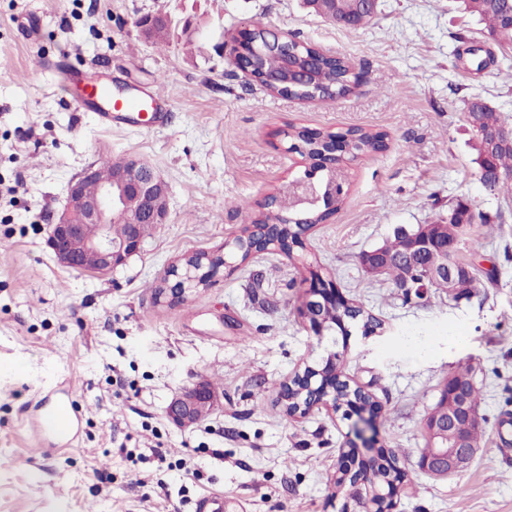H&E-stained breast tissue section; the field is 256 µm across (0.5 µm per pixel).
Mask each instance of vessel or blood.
<instances>
[{
  "mask_svg": "<svg viewBox=\"0 0 512 512\" xmlns=\"http://www.w3.org/2000/svg\"><path fill=\"white\" fill-rule=\"evenodd\" d=\"M63 81L80 86L79 110L94 113L97 121L104 126H121L133 122L136 114L151 113L154 124L164 122L159 109L160 99L156 94L146 93L137 97L114 91L111 82L90 80L83 65L74 64L63 73ZM79 419L72 405L59 402L47 407L36 422L40 432H51L63 439L75 437Z\"/></svg>",
  "mask_w": 512,
  "mask_h": 512,
  "instance_id": "obj_1",
  "label": "vessel or blood"
}]
</instances>
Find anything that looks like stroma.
I'll list each match as a JSON object with an SVG mask.
<instances>
[{"mask_svg": "<svg viewBox=\"0 0 512 512\" xmlns=\"http://www.w3.org/2000/svg\"><path fill=\"white\" fill-rule=\"evenodd\" d=\"M151 13L173 20L164 44L137 26ZM256 25L347 58L355 87L334 101L270 92L225 55L228 33ZM462 38L486 41L458 0H379L357 29L303 0H0V512H194L213 492L224 512H345L343 466L382 449L406 474L393 512H512V198L480 183L464 114L475 97L512 112V47L480 73L458 60ZM76 60L159 94L165 124L101 127L58 78ZM293 127H362L386 147L347 162L340 208L291 256H250L186 302H157L171 262L239 236V206L307 168ZM102 155L149 161L169 192L146 250L108 275L66 269L47 245L68 182ZM461 199L489 217L457 246L470 295L419 294L362 267L397 227ZM315 273L379 324L366 337L353 327L340 363L378 404L370 448L342 413L291 417L279 400L333 347L300 314ZM460 370L481 390V438L468 468L436 481L416 467L423 426ZM207 380L214 410L174 425L172 397ZM55 400L78 413L72 440L34 428Z\"/></svg>", "mask_w": 512, "mask_h": 512, "instance_id": "35a3bbf8", "label": "stroma"}]
</instances>
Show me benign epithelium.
Masks as SVG:
<instances>
[{
	"instance_id": "7a95c632",
	"label": "benign epithelium",
	"mask_w": 512,
	"mask_h": 512,
	"mask_svg": "<svg viewBox=\"0 0 512 512\" xmlns=\"http://www.w3.org/2000/svg\"><path fill=\"white\" fill-rule=\"evenodd\" d=\"M275 36L276 42L272 43L255 27L232 32L226 41L228 55L238 68L261 83L263 77L256 73L257 59L272 47L281 51L287 66L288 81L277 83L270 80L268 84L271 92L291 98L293 87L312 86L316 82L315 60L303 64L295 52L299 47L309 49L311 45L284 31L275 32ZM508 146H512V136L507 133L494 131L484 137V154L487 156L500 147ZM343 150H348L347 141L338 138L324 152L319 169L326 171V180H317V172L308 169L304 176L288 184V197L282 198L276 194L268 196L264 204L269 222H278L283 213L290 210L305 213L335 204L336 197L344 194L346 185L344 169L339 165L340 156L336 155V152ZM132 163L134 167L131 170L117 164L111 174L103 179L97 163L93 161L69 182L66 204L50 224L48 246L58 264L75 271L112 273L144 251L145 225L165 223L168 212L167 184L151 163L141 159H134ZM114 224L126 225L123 236L113 237ZM408 237L410 243L405 254L385 253L380 248L378 254L382 255V259L373 264L367 261L364 268L378 275L392 264L404 266L406 273L405 280L400 283L402 288L410 287L418 277V267L411 260L413 253L425 258L426 276L433 281H452L467 270V267L449 261L448 248L435 247L431 225H420L419 229L409 232ZM212 256L213 253L205 252L196 266L187 264L184 257L173 262L166 271L158 299L179 302L197 287L210 285L221 269L228 267L226 260L210 266ZM330 302L337 305L344 303L337 288H324L318 282L310 284L301 313L319 337L324 335L319 308ZM320 375L322 370L312 367L297 374L303 380L301 392L306 397L298 400L297 409L292 415H305L319 406L334 410L342 405V400L336 399V388L329 382L313 386V378ZM443 392L450 394L454 411L446 415L433 412L428 416L425 433L434 448L430 455L418 461V467L437 480H445L465 469L476 453L469 438L457 433L458 422L465 419L471 424L479 423L478 413L470 408L468 402L469 381L450 377ZM217 398L215 391L198 384L177 394L168 404L166 415L173 423L190 427L200 420L199 408H214ZM355 410L357 420L353 424L354 435L367 445L375 435L373 414L366 404L357 405ZM343 485L348 487V496L356 508L361 512H376L377 505L373 502L375 492L361 475L355 471H345Z\"/></svg>"
}]
</instances>
